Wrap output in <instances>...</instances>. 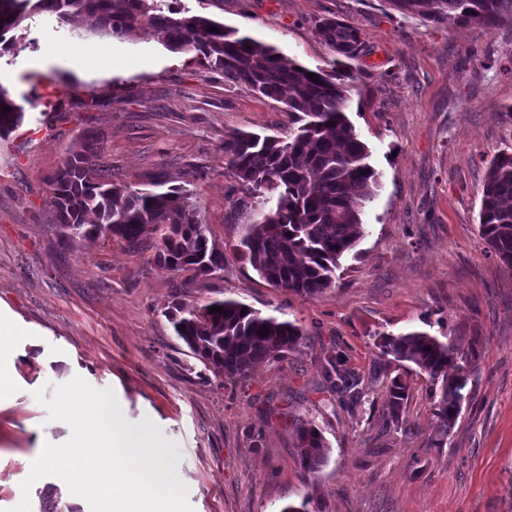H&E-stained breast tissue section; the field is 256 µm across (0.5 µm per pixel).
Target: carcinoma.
<instances>
[{
	"instance_id": "obj_1",
	"label": "carcinoma",
	"mask_w": 512,
	"mask_h": 512,
	"mask_svg": "<svg viewBox=\"0 0 512 512\" xmlns=\"http://www.w3.org/2000/svg\"><path fill=\"white\" fill-rule=\"evenodd\" d=\"M181 0H0V55L13 49L12 32L23 22L49 14L78 38L124 39L149 26L163 46L196 58L224 74V82L246 85L285 103L290 117L281 136L234 130L224 135V164L243 187L268 193L270 208L243 225L242 256L275 288L314 298L336 283L341 261L365 233L361 213L373 199L379 174L370 151L348 117L354 74L349 61L364 50L361 33L334 16L322 19L317 34L336 59L328 68H310L286 59L273 46L241 34L213 17L191 14ZM405 18L445 28L476 25L486 29L512 21V0H387ZM472 13H466V10ZM216 27L220 32L209 31ZM313 73L317 80L307 77ZM10 111L3 112V107ZM25 112L0 86V138L22 125ZM100 136L83 139L51 178L50 204L59 241L115 239L130 251L155 236L156 265L168 272H190L164 309L176 336L215 378L242 386L257 363L281 361L304 344L299 325L229 298L188 304L182 289L197 278L224 270V250L208 236L197 206L184 185L165 190H133L112 181L100 163ZM479 231L491 252L512 270V147L497 152L486 174ZM223 312L212 313L210 307ZM185 329L180 330L178 326ZM268 333L261 334V331ZM381 354L408 362L425 376L434 398L432 447L442 448L468 400L470 368L480 358L449 336L409 329L378 336ZM332 393L357 404L359 377L345 367L336 347L319 358ZM409 384L397 375L387 386L384 422L398 427ZM301 464L316 470L327 460L328 443L312 421L295 425Z\"/></svg>"
}]
</instances>
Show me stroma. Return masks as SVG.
<instances>
[{
  "instance_id": "stroma-1",
  "label": "stroma",
  "mask_w": 512,
  "mask_h": 512,
  "mask_svg": "<svg viewBox=\"0 0 512 512\" xmlns=\"http://www.w3.org/2000/svg\"><path fill=\"white\" fill-rule=\"evenodd\" d=\"M276 47L302 65L335 54L317 33L332 15L358 28L364 51L349 117L380 175L363 208L366 234L338 270L335 287L307 299L261 279L238 251L242 225L267 205L224 168V135H276L285 103L225 83L191 54L165 49L152 30L114 42L103 72V39L75 40L37 16L0 55V86L25 121L0 140V512L45 444L71 435L35 398L81 377L112 390L126 421L151 420L174 442L179 478L194 512H512V271L479 232L490 160L512 145V23L428 28L386 0H182ZM90 132L103 165L131 189L188 184L202 223L224 249V270L196 280L186 299L232 298L302 326L307 344L287 360L258 365L248 386L220 383L175 335L163 314L176 275L149 251L118 241L58 243L50 179ZM429 326L478 367L445 447L430 445L433 399L409 373L404 424L383 425L389 377L401 366L375 339ZM335 345L361 379L362 404L326 389L317 358ZM315 422L326 463H300L294 425ZM261 441H254V430ZM31 512L48 504L90 512L58 477L37 480Z\"/></svg>"
}]
</instances>
